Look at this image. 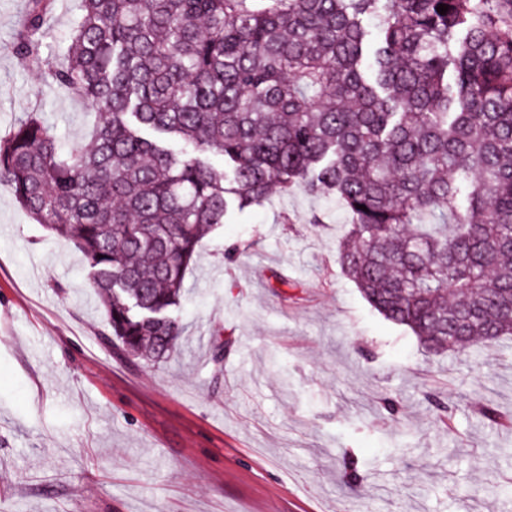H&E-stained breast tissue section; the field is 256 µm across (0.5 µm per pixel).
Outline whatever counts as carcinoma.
I'll return each instance as SVG.
<instances>
[{
  "mask_svg": "<svg viewBox=\"0 0 512 512\" xmlns=\"http://www.w3.org/2000/svg\"><path fill=\"white\" fill-rule=\"evenodd\" d=\"M55 4L12 49L96 111L93 143L28 112L0 184L80 250L126 354L177 350L203 239L275 187L336 198L342 269L426 349L512 336V0H81L45 57Z\"/></svg>",
  "mask_w": 512,
  "mask_h": 512,
  "instance_id": "1",
  "label": "carcinoma"
}]
</instances>
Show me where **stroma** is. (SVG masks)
<instances>
[{"label": "stroma", "mask_w": 512, "mask_h": 512, "mask_svg": "<svg viewBox=\"0 0 512 512\" xmlns=\"http://www.w3.org/2000/svg\"><path fill=\"white\" fill-rule=\"evenodd\" d=\"M0 137L42 112L65 149L95 115L11 46ZM81 16L58 0L43 54ZM337 203L295 190L231 212L185 279L182 346L112 342L82 254L0 186V512H512V336L428 352L342 271Z\"/></svg>", "instance_id": "obj_1"}]
</instances>
